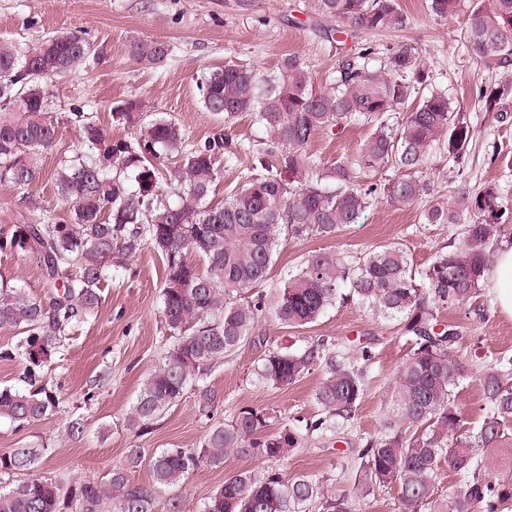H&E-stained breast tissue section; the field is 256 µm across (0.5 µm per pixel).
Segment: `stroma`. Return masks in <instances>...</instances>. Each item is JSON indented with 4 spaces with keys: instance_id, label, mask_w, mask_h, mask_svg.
Here are the masks:
<instances>
[{
    "instance_id": "1",
    "label": "stroma",
    "mask_w": 512,
    "mask_h": 512,
    "mask_svg": "<svg viewBox=\"0 0 512 512\" xmlns=\"http://www.w3.org/2000/svg\"><path fill=\"white\" fill-rule=\"evenodd\" d=\"M406 17L403 27L384 32H360L326 37L327 21L317 16L313 0H253L240 9L237 0H0V39L33 43L60 32L88 39L95 50L88 66L53 80L50 87L59 116L57 144L41 158V178L30 188L0 186V225L16 224L44 208L58 217L67 208L56 197L52 176L62 156L81 149L79 129L69 119L70 106L87 104L100 128L113 138L133 136L134 128L113 119L112 109L127 99L142 101L147 112H164L186 129L191 142L209 138L217 119L205 112L196 77L202 69L240 64L275 70L282 57L298 55L315 86H324L337 57L370 45L387 54L399 45H413L418 59L453 106L460 109L472 130V141L460 163L434 154L420 176L430 185V201H450L454 191L497 186L512 204V95L498 111H483L476 97L479 87L495 82L468 54L461 32L465 12L445 18L430 13L427 0H399ZM163 40L173 52L159 68L146 69L132 60L127 46L134 39ZM366 128L351 127L335 135H317L308 147L324 167L355 155ZM421 209H398L377 194L370 198L359 224L337 238L308 236L282 242L266 283L258 288L267 306L278 299V285L286 270L315 251H344L357 256L371 247L394 242L409 256L414 268H425L436 252L463 242L459 224L422 223ZM163 266L153 249H144L128 266L114 269L111 281L100 287L95 314L69 331L58 353L45 368L49 387L64 401L57 411L15 429L0 420V454L24 442L48 446L33 477L64 484L98 483L123 461L136 445L145 453L160 448L196 447L209 423L197 412L187 393L149 428L126 427L145 379L159 363L166 333L161 322L160 293ZM442 321L457 325V351L489 360L512 354V318L502 314L491 282L471 303L440 311ZM321 342L326 349L349 357L371 347L376 358L366 376L358 416L348 429L352 440L373 435L389 405V382L409 346L398 324L373 315L353 302H339L317 322L304 328H285L262 317L249 341L224 361L213 365L208 381L224 400L219 419L231 421L244 407L267 410L270 430L315 419L316 389L324 377L315 370L285 388L262 384L254 369L268 350L287 346L302 350ZM93 400H86V393ZM83 415L87 431L74 439L65 426ZM280 471L285 478L315 473L349 480L351 460L344 443L309 437L284 460L261 456H229L220 467L201 466L178 489L183 512H201L224 478L238 470Z\"/></svg>"
}]
</instances>
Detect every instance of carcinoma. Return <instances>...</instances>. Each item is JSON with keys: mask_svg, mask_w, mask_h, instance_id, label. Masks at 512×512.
Masks as SVG:
<instances>
[{"mask_svg": "<svg viewBox=\"0 0 512 512\" xmlns=\"http://www.w3.org/2000/svg\"><path fill=\"white\" fill-rule=\"evenodd\" d=\"M460 7L461 0L428 3L439 17ZM314 11L336 32L405 23L398 0H314ZM463 40L485 71L512 74V0H471ZM93 51L88 40L67 33L31 45L0 40L1 186L39 181L40 159L54 146L58 128L49 83L75 72ZM171 52L164 41L128 45V55L144 68L161 66ZM197 86L204 110L224 125L247 113L265 135L263 146L247 147L252 171L224 203L209 202L221 175L218 154L227 164L237 159V148L223 134L192 144L173 119L155 115L147 121L142 103L128 99L112 116L139 132L113 139L75 104L71 121L80 127L82 149L62 158L53 176L57 196L69 205L67 218L42 213L0 226V253L32 258L49 295L45 301L0 274V327L26 334L0 358L20 362L27 384L24 390L0 387V420L21 428L59 409L60 395L44 380L45 364L66 332L98 308L100 285L112 279V268L151 247L162 257L161 316L172 342L143 384L126 426L148 427L188 389L198 414L211 424L194 448H162L147 458L135 445L107 481L65 491L51 478L18 479L46 451L20 445L0 454V512H155L162 496L167 512H182L173 491L200 466H222L229 454L280 460L302 447L307 437L291 425L263 433L264 410L243 408L228 423L217 419L223 401L207 382L208 369L249 341L265 311L263 297L247 293L268 280L282 238H334L360 223L367 197L377 191L400 207L419 203L427 185L415 173L430 154L439 150L458 161L472 139L469 123L446 93L432 87L416 49L407 44L384 57L366 47L337 58L325 91H314L308 69L291 54L272 72L235 64L203 69ZM511 93L512 85L502 81L480 89L479 101L485 111L497 112ZM351 125L369 130L352 160L327 171L306 154L316 134ZM391 168L397 174L379 186L359 183L363 170ZM508 218L496 187L462 189L451 204L423 209V223H465L464 244L439 252L419 272L395 244L355 261L344 252H316L287 272L274 316L289 328L315 322L339 298L399 322L410 350L393 378L391 411L377 433L352 449L351 486L327 476L287 480L273 470H241L224 479L202 512H356L357 501L382 488L395 491L396 512H512V472L487 474L488 454L512 448V355L471 364L453 351L455 326L439 320V308L478 296L493 261L489 243ZM373 358L367 347L351 359L317 343L299 352L272 350L255 372L266 385L281 388L326 366L316 393L322 413L306 430L335 444L357 414ZM473 373L484 414L470 432L457 389ZM145 461L149 482H132L130 470ZM445 467L456 476L446 492L440 489Z\"/></svg>", "mask_w": 512, "mask_h": 512, "instance_id": "1", "label": "carcinoma"}]
</instances>
